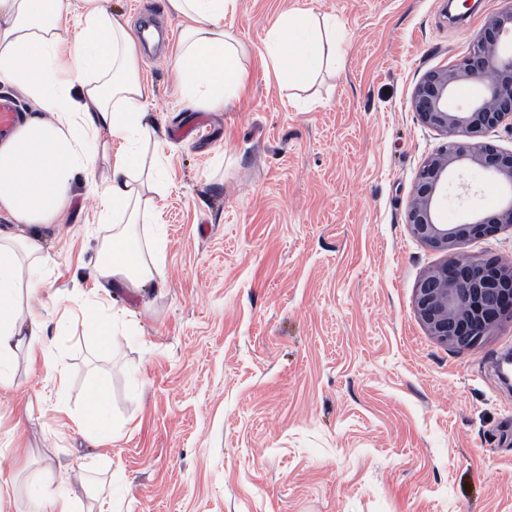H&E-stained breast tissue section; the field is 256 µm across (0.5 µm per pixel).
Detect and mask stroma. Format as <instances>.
I'll list each match as a JSON object with an SVG mask.
<instances>
[{"instance_id":"1","label":"stroma","mask_w":512,"mask_h":512,"mask_svg":"<svg viewBox=\"0 0 512 512\" xmlns=\"http://www.w3.org/2000/svg\"><path fill=\"white\" fill-rule=\"evenodd\" d=\"M133 32L180 26L161 0H110ZM505 0L464 21L443 0H237L246 90L224 110L181 104L159 49L146 53L152 117L167 146L165 288L117 291L130 324L106 348L83 323L47 344L59 391L19 356L0 390V512L82 464L112 487L114 512H512V386L497 360L512 321L470 351L430 336L414 309L440 265L410 232L423 162L445 138L412 109L416 84L454 64ZM336 16L343 59L306 86L265 74L281 14ZM503 185L466 161L438 220L504 207ZM76 176L64 223L40 228L51 291L94 300L108 224ZM112 383V437L74 420L97 372Z\"/></svg>"}]
</instances>
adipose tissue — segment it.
Masks as SVG:
<instances>
[{"label": "adipose tissue", "mask_w": 512, "mask_h": 512, "mask_svg": "<svg viewBox=\"0 0 512 512\" xmlns=\"http://www.w3.org/2000/svg\"><path fill=\"white\" fill-rule=\"evenodd\" d=\"M236 2L163 0L164 12L180 21L169 65L180 100L190 106L223 109L246 87L242 46L224 23ZM345 38L334 17L287 11L266 34L265 70L282 84L303 85ZM0 84L30 103L0 137V388L7 389L18 354L50 363L48 332L63 333L75 320L112 346L128 314L116 308L109 320L100 318L113 289L165 287L161 247L142 244L132 231L159 216L165 157L148 117L152 90L138 41L106 0H0ZM78 174L112 240L94 272L98 299L51 310L37 299L50 279L45 247L12 227L61 223Z\"/></svg>", "instance_id": "1"}]
</instances>
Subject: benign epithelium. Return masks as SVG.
I'll return each mask as SVG.
<instances>
[{
  "label": "benign epithelium",
  "mask_w": 512,
  "mask_h": 512,
  "mask_svg": "<svg viewBox=\"0 0 512 512\" xmlns=\"http://www.w3.org/2000/svg\"><path fill=\"white\" fill-rule=\"evenodd\" d=\"M494 79L487 80L488 73ZM475 82L481 92L462 112L452 86ZM412 108L420 122L446 142L422 166L415 180L407 221L412 234L445 261L426 272L415 288V311L429 335L456 350L480 344L503 319L512 318V263L474 257L462 263L454 252L468 239L496 235L512 224V151L477 140L484 131L512 120V7L490 15L469 54L433 70L415 87ZM470 160L505 183L506 205L463 224L437 222L436 196L451 165Z\"/></svg>",
  "instance_id": "7a95c632"
}]
</instances>
